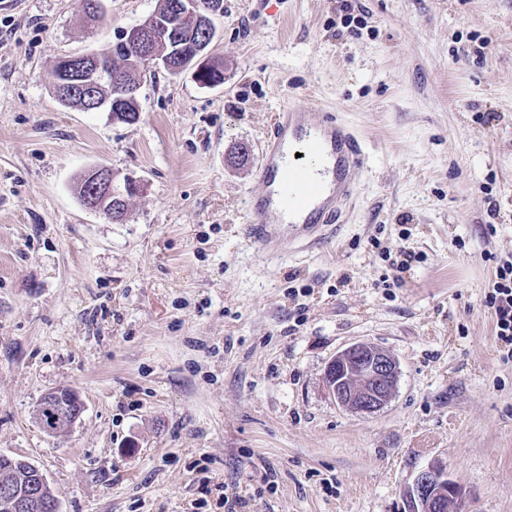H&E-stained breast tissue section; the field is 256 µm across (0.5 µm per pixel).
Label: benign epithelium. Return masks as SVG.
Instances as JSON below:
<instances>
[{
    "mask_svg": "<svg viewBox=\"0 0 512 512\" xmlns=\"http://www.w3.org/2000/svg\"><path fill=\"white\" fill-rule=\"evenodd\" d=\"M174 23L152 16L145 23L125 31L114 51L134 52L138 61L151 66L170 68L173 57L181 64L177 70H195V76L205 84L223 80L220 69L207 70L198 66L197 57L204 44L211 40L214 30L202 25L183 39L173 40ZM81 75L77 81H56L55 92L67 98L77 92L89 106L108 104L111 111H121V105L136 93L131 84H123L112 75V55L91 53L79 56ZM91 189L85 206L107 217L122 210L125 200L112 198L114 176L107 167L90 172ZM399 377V364L389 354L369 343H355L338 352L326 366L325 385L331 398L341 407L361 414L382 409L392 398ZM452 491L447 468L430 465L418 472L410 498L416 512H448V496Z\"/></svg>",
    "mask_w": 512,
    "mask_h": 512,
    "instance_id": "obj_1",
    "label": "benign epithelium"
}]
</instances>
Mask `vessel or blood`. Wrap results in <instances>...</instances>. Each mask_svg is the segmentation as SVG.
I'll use <instances>...</instances> for the list:
<instances>
[{
    "instance_id": "vessel-or-blood-1",
    "label": "vessel or blood",
    "mask_w": 512,
    "mask_h": 512,
    "mask_svg": "<svg viewBox=\"0 0 512 512\" xmlns=\"http://www.w3.org/2000/svg\"><path fill=\"white\" fill-rule=\"evenodd\" d=\"M367 161L364 139L347 123L316 124L307 106L284 107L264 135L263 189L248 201L242 234L263 252H278L288 238L319 243L342 223Z\"/></svg>"
}]
</instances>
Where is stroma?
Instances as JSON below:
<instances>
[{
    "instance_id": "1",
    "label": "stroma",
    "mask_w": 512,
    "mask_h": 512,
    "mask_svg": "<svg viewBox=\"0 0 512 512\" xmlns=\"http://www.w3.org/2000/svg\"><path fill=\"white\" fill-rule=\"evenodd\" d=\"M356 4L351 29L342 0H224L223 83L151 70L128 124L62 105L53 69L157 0H103L95 26L78 0H0V453L60 512H407L432 464L466 512H512V361L484 305L512 256V0ZM308 98L368 168L339 232L271 260L240 231L254 155ZM95 166L139 182L124 223L81 201ZM356 342L400 368L370 415L324 382ZM61 387L85 409L51 435L36 405Z\"/></svg>"
}]
</instances>
